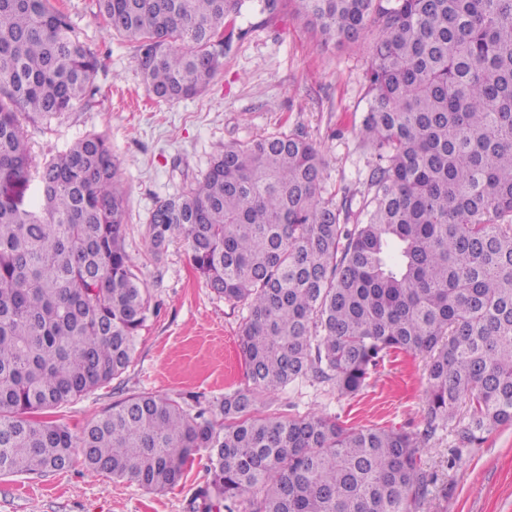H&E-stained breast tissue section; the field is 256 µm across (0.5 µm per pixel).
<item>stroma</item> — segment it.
<instances>
[{
    "label": "stroma",
    "instance_id": "obj_1",
    "mask_svg": "<svg viewBox=\"0 0 512 512\" xmlns=\"http://www.w3.org/2000/svg\"><path fill=\"white\" fill-rule=\"evenodd\" d=\"M52 2L98 57L96 102L77 105L48 126L27 127L28 147L40 161L85 134L108 138L126 195L125 247L151 307L127 371L47 418L77 431L114 402L139 393L177 400L192 412L213 409L225 393L250 385L240 347L247 311L198 276L182 229L169 230L161 253H154L150 216L194 182L221 146L296 130L322 154V197L337 204L348 195L362 199L374 161L358 135L368 106L370 56L363 47L323 44L292 10L270 20L246 0L224 65L208 89L160 102L148 94L132 46L95 17L94 0ZM424 366L423 359L393 353L357 395L299 380L257 394L255 409L262 416L313 412L349 427L420 432L428 424ZM466 421V412H459L423 449L421 464L435 483L417 512H512V425L486 432L464 450L460 464L449 466L455 429ZM209 481L203 454L179 485L161 494L132 480L89 475L77 459L67 471L41 477L0 475V512H194Z\"/></svg>",
    "mask_w": 512,
    "mask_h": 512
}]
</instances>
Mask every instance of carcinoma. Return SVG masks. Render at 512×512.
<instances>
[{
	"label": "carcinoma",
	"instance_id": "obj_1",
	"mask_svg": "<svg viewBox=\"0 0 512 512\" xmlns=\"http://www.w3.org/2000/svg\"><path fill=\"white\" fill-rule=\"evenodd\" d=\"M246 0H97L133 44L147 91L192 98L219 73ZM326 43L370 28L367 194L320 195L301 132L224 145L153 211L152 248L185 231L196 271L248 309L251 387L224 420L130 395L80 431L40 418L121 376L149 311L124 245L122 176L96 133L41 164L21 120L44 125L96 95L97 58L51 0H0V473L46 475L75 451L92 474L151 492L207 454L204 512H416L433 477L421 449L467 406L462 449L512 424V0H256ZM390 352L423 357L429 425L346 428L255 415V394L300 379L358 394Z\"/></svg>",
	"mask_w": 512,
	"mask_h": 512
}]
</instances>
